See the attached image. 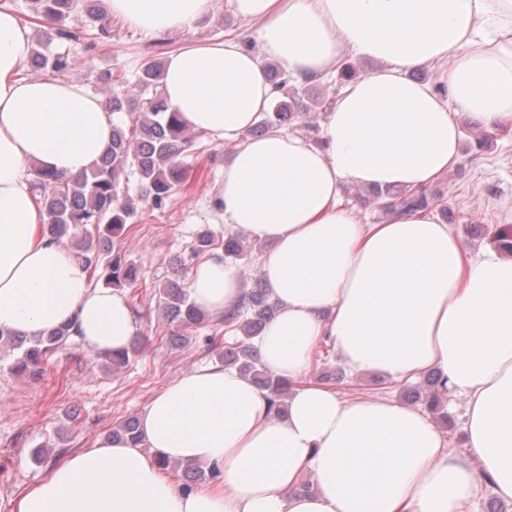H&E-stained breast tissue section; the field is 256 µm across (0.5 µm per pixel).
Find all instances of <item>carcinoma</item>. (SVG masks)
Masks as SVG:
<instances>
[{
  "label": "carcinoma",
  "mask_w": 512,
  "mask_h": 512,
  "mask_svg": "<svg viewBox=\"0 0 512 512\" xmlns=\"http://www.w3.org/2000/svg\"><path fill=\"white\" fill-rule=\"evenodd\" d=\"M104 0H27L33 19H45L52 24V39H71L75 34L68 22L82 13L94 29L92 45L112 42V21L107 18ZM80 65L78 58L67 52L51 53L44 43L31 50L23 75L63 77ZM163 64L152 61L144 65L135 81L122 71L103 70L98 82L109 89L106 97L112 112L125 113L132 123L128 130L122 123L112 126L111 144L101 162L74 180L49 173H35L49 222L47 231L56 241L68 239L76 258L92 270L94 276L112 288L136 284L135 269L118 254L99 268V254L111 252L114 240L128 233L129 219L136 211V202L148 201L162 208L178 189H187L194 167L187 158L194 154L197 132L187 128L177 113L164 112L160 77ZM272 83L278 92L272 111L264 113L254 132L280 128L300 114L330 111L327 102L310 97L304 103L288 94L290 77L285 70L269 63ZM135 176L143 187L137 197L129 194L127 184ZM374 201L382 210L396 207L405 212L431 208L434 199L424 192L385 189L374 192ZM244 237L230 234L224 239V253L232 258L244 256ZM162 309L169 324L175 327L174 337L184 342L205 319L189 296L175 284L158 289ZM267 288L257 286L244 294L242 303L224 314V326L238 327L241 338L219 348L218 361L249 376L268 394L271 404L280 408L281 398L288 393V382L275 376L262 362L253 339L277 312ZM71 344L67 325L47 334L19 336L0 328V357L11 356L10 370L16 374H39L47 355Z\"/></svg>",
  "instance_id": "1"
}]
</instances>
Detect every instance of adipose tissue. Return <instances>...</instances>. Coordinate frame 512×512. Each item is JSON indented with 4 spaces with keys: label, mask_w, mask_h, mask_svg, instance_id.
<instances>
[{
    "label": "adipose tissue",
    "mask_w": 512,
    "mask_h": 512,
    "mask_svg": "<svg viewBox=\"0 0 512 512\" xmlns=\"http://www.w3.org/2000/svg\"><path fill=\"white\" fill-rule=\"evenodd\" d=\"M259 25L260 51L227 36L170 52V111L215 141H239L211 196L215 216L268 249L280 304L257 339L265 365L293 381L274 415L262 389L220 363L173 379L139 417L143 448L108 433L56 464L17 512H473L485 479L512 502V258L468 250L431 210L364 223L344 184L423 190L461 161V121L512 127V0H228ZM148 34L193 31L214 0H105ZM33 26L0 9V327L35 335L73 325L91 353L128 347L142 328L122 291L93 285L43 230L33 185L73 179L107 150L114 116L82 85L20 71ZM377 62L325 113L320 143L283 128L243 140L276 93L265 62L296 79L345 59ZM441 64L439 85L411 79ZM189 291L220 317L243 296L213 258ZM332 344L354 371L412 380L440 371L466 403L465 449L419 408L342 397L308 381ZM217 468L185 490L157 460Z\"/></svg>",
    "instance_id": "ef3b65f1"
}]
</instances>
